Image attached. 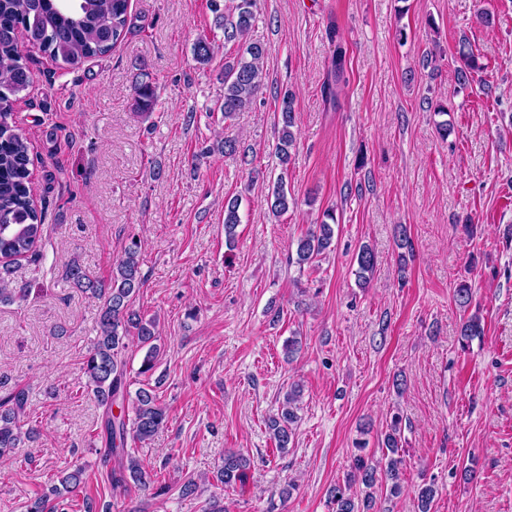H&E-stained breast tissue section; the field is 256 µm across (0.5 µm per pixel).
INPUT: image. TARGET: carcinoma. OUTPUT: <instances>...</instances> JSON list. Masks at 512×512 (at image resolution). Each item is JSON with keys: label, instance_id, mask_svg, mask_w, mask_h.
Segmentation results:
<instances>
[{"label": "carcinoma", "instance_id": "cac0c4a2", "mask_svg": "<svg viewBox=\"0 0 512 512\" xmlns=\"http://www.w3.org/2000/svg\"><path fill=\"white\" fill-rule=\"evenodd\" d=\"M256 5L257 0H235V5L218 17V26L224 32V44L237 46L235 54L224 57V96L220 111L224 112L226 121L248 108L263 87L265 48L258 42L247 40L255 20ZM128 8L129 0H74L71 5L61 0H0V303H10L15 299L14 289L8 288L12 261L35 254L44 230V211L37 208L32 195L29 142L13 121V103L30 85L29 70L17 47L18 34H24L32 46L49 54L63 67L76 70L85 60L110 52L123 40L128 26ZM193 55L197 62L207 64L215 55V44L201 38L194 43ZM458 55L462 66L457 71V80L461 85H468L482 70V65L465 40L459 43ZM134 95L138 111L151 112L155 109L157 94L153 82H136ZM295 119L294 98L286 92L280 102L281 133L276 147L280 162L285 166L295 148ZM286 177L288 171L285 170L267 200L270 210L276 215L289 209ZM324 216L325 220L299 238L296 256L287 257L289 263L302 267L331 247L334 227L328 220L333 218V212L328 210ZM238 224V200L231 199L224 205L227 243L233 242ZM357 262L359 277L366 280L375 270L377 258L374 251L364 245L359 249ZM68 274L76 287L103 300L97 340L83 359L82 373L86 377L87 389L109 411L112 405L125 400L128 395L126 363L122 354L130 335H136L143 345L149 346L142 372L154 368L157 353L154 321L145 319L131 306L133 295L144 282L140 242L135 240L125 249L124 255L113 265L107 284L91 279L78 265L71 266ZM482 332L481 320L474 315L462 324L460 338L468 340ZM299 396L300 388H291L277 413L267 420L277 449L281 451L292 442ZM26 404L27 398L21 390L11 389L0 398V458L19 447L22 439L35 436L34 429L24 432L20 426ZM132 406L134 418L131 423H126L123 415H111L105 422V455L118 460V466L111 473L115 489L126 488L130 480L143 488L155 483L154 474L128 453L127 438L140 442L152 438L166 423V410L153 390L147 388L135 393ZM401 423L400 416H393L390 429L384 435L383 445L390 456L383 466L362 455L365 443L356 442L357 454L353 455L347 482L332 490L335 512H373L371 489L383 480L387 482L390 496L401 495L403 487L399 469L402 459L398 457ZM249 469L247 457L238 452H228L215 478L226 487H234L244 481ZM84 480L85 471L80 466L60 477L61 485L69 493L79 489ZM356 484L367 489L361 500L351 493ZM436 493L433 482L424 483L417 489L419 512H430Z\"/></svg>", "mask_w": 512, "mask_h": 512}]
</instances>
